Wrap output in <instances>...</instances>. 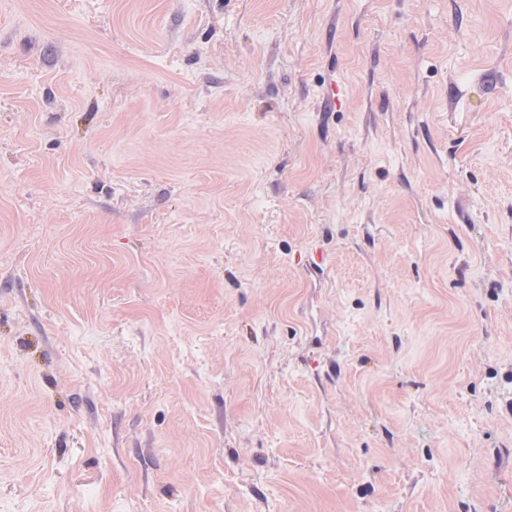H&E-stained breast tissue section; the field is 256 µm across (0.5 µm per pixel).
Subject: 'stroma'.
I'll use <instances>...</instances> for the list:
<instances>
[{
	"mask_svg": "<svg viewBox=\"0 0 512 512\" xmlns=\"http://www.w3.org/2000/svg\"><path fill=\"white\" fill-rule=\"evenodd\" d=\"M0 512H512V0H0Z\"/></svg>",
	"mask_w": 512,
	"mask_h": 512,
	"instance_id": "35a3bbf8",
	"label": "stroma"
}]
</instances>
